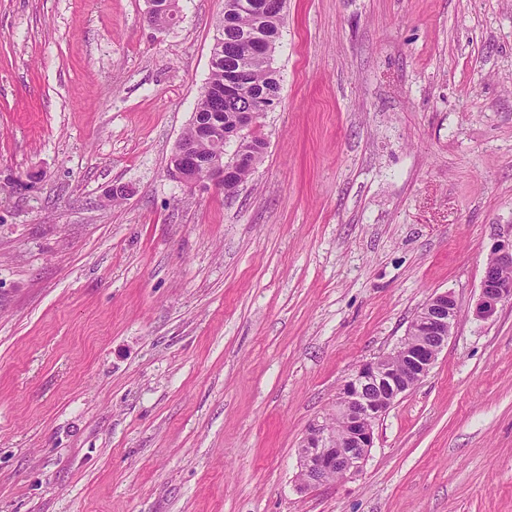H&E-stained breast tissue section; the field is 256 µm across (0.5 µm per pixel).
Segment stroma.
<instances>
[{"mask_svg": "<svg viewBox=\"0 0 512 512\" xmlns=\"http://www.w3.org/2000/svg\"><path fill=\"white\" fill-rule=\"evenodd\" d=\"M0 0V512H512V0H287L265 158L166 172L224 0ZM129 196L112 203L113 187ZM460 316L362 474L296 490L343 379ZM512 270V240L496 244L486 260L478 297L471 307L472 315L482 321L493 320L499 306L512 300V279L504 272Z\"/></svg>", "mask_w": 512, "mask_h": 512, "instance_id": "1", "label": "stroma"}]
</instances>
